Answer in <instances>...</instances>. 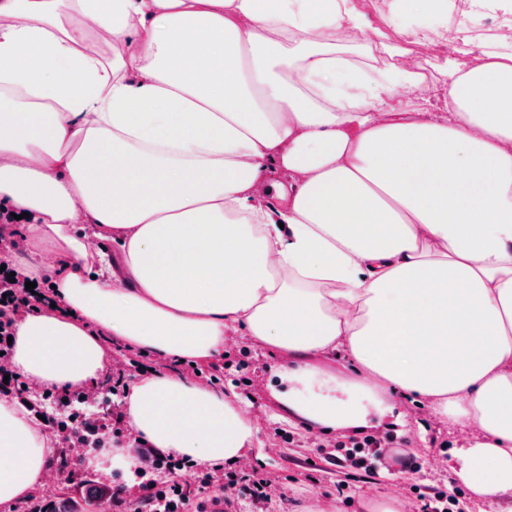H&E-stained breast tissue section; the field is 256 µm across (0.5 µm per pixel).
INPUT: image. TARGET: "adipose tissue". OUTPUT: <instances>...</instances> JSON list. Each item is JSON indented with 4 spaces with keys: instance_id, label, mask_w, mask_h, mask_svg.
Wrapping results in <instances>:
<instances>
[{
    "instance_id": "1",
    "label": "adipose tissue",
    "mask_w": 512,
    "mask_h": 512,
    "mask_svg": "<svg viewBox=\"0 0 512 512\" xmlns=\"http://www.w3.org/2000/svg\"><path fill=\"white\" fill-rule=\"evenodd\" d=\"M391 9L411 26H368L354 0H0V204L31 217L0 259L60 300L15 322L13 371L87 388L99 331L182 361L238 332L311 429L424 400L468 433L458 479L507 512L512 0H468L506 20L467 69L469 37L427 63L403 45L441 36L448 0ZM358 38L384 65L341 52ZM428 66L450 90L417 109ZM340 354L351 373L328 366ZM124 413L129 435L87 467L133 474L138 442L202 463L261 445L237 394L180 371L134 380ZM54 446L0 399V505L41 485Z\"/></svg>"
}]
</instances>
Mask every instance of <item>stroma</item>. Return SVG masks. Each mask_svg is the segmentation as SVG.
<instances>
[{
    "label": "stroma",
    "mask_w": 512,
    "mask_h": 512,
    "mask_svg": "<svg viewBox=\"0 0 512 512\" xmlns=\"http://www.w3.org/2000/svg\"><path fill=\"white\" fill-rule=\"evenodd\" d=\"M498 25L499 19L493 15L478 21L466 15L449 16V37H456L458 27H465L476 47L475 53L458 57L460 67L476 63L477 51L491 44ZM215 365L223 370L219 388L233 389L260 418L263 446L252 453L240 471L245 475L264 472L274 487L272 506L243 502L239 505L241 512H304L316 496L335 500L341 512H364L366 501L389 494L406 501L411 512H422L423 497L434 488L459 494L460 512H480L481 503L470 492L462 491L452 470L455 450L461 444L458 429L438 422L428 409L408 405L412 426L389 422L371 428V435L379 437L387 454L376 473L366 474L320 457V448H333L343 442V435L313 433L289 419L271 394L278 385L274 361L260 348L248 347L244 338H231L223 358ZM401 455L414 457L418 470L401 471L396 462ZM88 480L115 486L133 483L134 478L121 473L106 476L80 463L71 473L53 475L50 485L35 488L33 495L50 498L66 490L79 499L86 493L84 483Z\"/></svg>",
    "instance_id": "obj_1"
}]
</instances>
